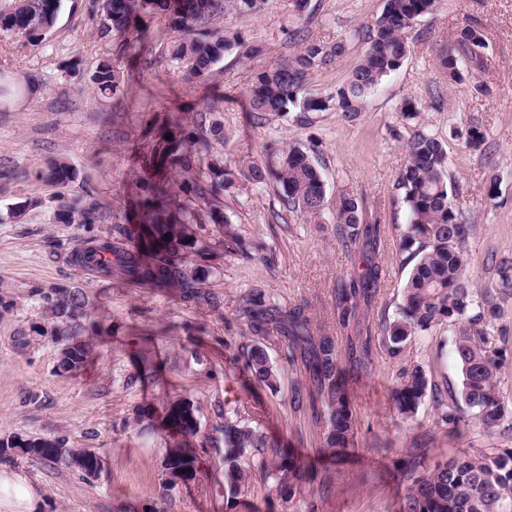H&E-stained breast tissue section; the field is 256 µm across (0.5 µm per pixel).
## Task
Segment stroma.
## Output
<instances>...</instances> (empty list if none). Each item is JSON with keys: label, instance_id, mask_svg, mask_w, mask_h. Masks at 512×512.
Returning <instances> with one entry per match:
<instances>
[{"label": "stroma", "instance_id": "35a3bbf8", "mask_svg": "<svg viewBox=\"0 0 512 512\" xmlns=\"http://www.w3.org/2000/svg\"><path fill=\"white\" fill-rule=\"evenodd\" d=\"M312 3V39L348 40L346 53L331 67L307 77L309 91L324 94L347 81L358 64L366 45L356 33L381 14L384 0ZM292 19L291 0H266L259 14H229L223 25L241 31L247 44H262V61L269 64L292 52L283 36ZM466 24L484 35L487 65L446 87L443 101L433 102L428 89L441 80L435 50L452 44ZM97 29L87 0H61L56 23L39 45L0 29V442L56 438L98 458L92 476L26 456L6 460L7 468L26 475L40 491V512H398L405 486L393 463L418 436L427 437L431 462L460 448H511L512 428L489 433L471 417L452 434L438 425L431 403L408 420L394 409L391 392L413 364L430 369L435 380L457 382L456 329L445 323L408 342L399 359L374 348L372 371L350 384L358 433L335 461L341 477L328 493L304 491L289 500L256 479L236 503H227L221 457L200 447L195 480L169 483L162 468L168 436L156 422L172 402L188 399L197 408L201 437L211 438L222 423L220 406L239 400L283 448L327 465L323 428L289 405L292 387L306 378L303 366L287 364L278 337L254 340L238 317L239 305L245 294L257 292L270 302L307 304L312 321L334 326L336 281L362 265L360 253H347L338 243L332 223L337 198L348 193L365 198L369 214L386 231L375 260L387 276L365 314L375 323L395 313L408 277L396 255L395 232L406 214L392 203L395 175L405 161L402 137L410 132L399 117L407 99L416 102L421 122L445 141L453 202L477 226L467 277L475 297L497 294L504 312L494 346L501 391L512 401V289L501 290L498 275L501 260L512 262V0H441L436 12L410 30L403 66L352 122L331 110L313 113L307 125L292 112L272 113L263 125H251L245 89L253 70L238 54L192 83L169 58L174 35L164 23H149L148 49L158 62L147 69L129 65L119 39L100 37ZM106 59L123 74L120 96L85 82ZM210 106L224 125L212 150L226 159L247 155L261 162L267 143L317 142L326 189L321 216L273 219L279 203L266 187L245 185L225 197L224 211L247 251L225 253L217 267L205 271L203 287L217 298L214 307L168 288L72 265L73 253L109 236L112 226L61 223L63 200L88 192L107 211H123L140 172L138 148L148 119L167 111L191 118ZM471 124L486 134L483 151L464 143ZM55 157L76 172L73 182L63 187L26 179V172ZM493 177L500 187L491 198L486 186ZM74 290L86 301L83 323L92 352L80 370L65 372L45 297ZM253 342L266 351L276 386L257 382L234 359L238 345ZM146 364L153 366V377L136 381Z\"/></svg>", "mask_w": 512, "mask_h": 512}]
</instances>
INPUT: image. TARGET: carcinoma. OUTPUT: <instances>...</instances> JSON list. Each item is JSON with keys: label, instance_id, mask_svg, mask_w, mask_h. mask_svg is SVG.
<instances>
[{"label": "carcinoma", "instance_id": "carcinoma-1", "mask_svg": "<svg viewBox=\"0 0 512 512\" xmlns=\"http://www.w3.org/2000/svg\"><path fill=\"white\" fill-rule=\"evenodd\" d=\"M61 0H18L8 14L0 12V28L16 30L32 43L39 42L54 26ZM266 0H89V11L99 18L102 35L141 33L145 23L156 16L177 34L168 52L186 67L187 78L205 80L224 57L244 45L241 34L220 26L226 13L256 15ZM440 0H385L382 13L367 27V47L349 79L334 91L321 95L306 91L309 72L331 66L346 52V42L323 44L311 39L307 25L313 18L311 0H292L294 21L286 39L300 46L293 55L271 65L253 67L247 89L250 120L262 125L271 112H298L297 119L310 122L313 112L337 110L348 121L365 110L368 98L383 81L398 71L410 51L407 32L418 18L431 14ZM487 44L483 34L470 25L458 29L452 46L437 51L435 67L448 83H461L473 70L485 65ZM91 82L102 93L117 95L123 76L105 60ZM404 120L415 121L405 144L406 161L396 174L393 202L407 216L399 239L401 264L411 266L393 317L381 319L377 335L364 323V307L369 305L385 270L372 260L354 277H341L333 291L336 327L347 340L325 329L313 330L307 307L268 303L256 294L243 298L241 316L249 333L268 336L279 331L285 345V359L302 361L307 383L296 387L290 404L294 412H311L315 423L325 427L324 451L336 454L351 445L357 423L352 407L350 379L368 372L373 365V343L379 341L389 357L398 358L409 339L429 332L446 322L457 327L455 358L459 371L458 391H449L452 404L443 400V391L419 364L403 373L394 390V406L404 418H412L421 404L430 400L438 422L457 432L464 412L457 400L474 411V417L489 431L512 422V409L503 401L497 378L498 357L491 345L489 329L501 317V309L490 295L474 299L466 281L469 238L475 225L468 224L453 204L454 186L448 176L447 150L442 139L416 122L419 110L412 100L401 107ZM219 131L211 113L198 112L187 122L178 112H160L151 127V140L142 148L139 166L143 172L127 194L121 217H113L87 193L63 205L59 216L64 224H97L114 220L116 232L135 239L134 249L112 258V237L97 239L73 255L75 265L92 267L101 276L119 274L136 284L149 283L174 288L188 300L213 303L202 289L201 280L184 268L191 258L204 264L222 258L224 250L245 252V245L230 231L219 239L204 231L209 224H230L223 213L224 194L241 183L270 185L288 217L312 216L325 206V185L314 146L272 144L266 159L257 163L241 157L232 164L213 154L211 138ZM171 138H165V135ZM486 136L478 126L466 129V145L479 151ZM36 181L67 184L75 171L61 159L34 170ZM336 236L346 250H376L383 240L378 221L364 216L361 200L347 194L339 197L333 214ZM52 316L69 324L65 335L69 351L63 368L80 369L90 353L83 338L80 318L84 300L80 294L60 295L52 300ZM239 355L255 379L268 386L276 382V372L266 352L250 344ZM173 444L166 449L163 465L166 476L190 480L197 472V457L188 443L200 428L196 407L188 400L169 405L163 417ZM222 438L207 439L204 448L223 449L226 501L244 492L249 479L259 477L273 483L277 491L292 498L305 486L318 483L322 493L334 477H318L305 461L286 453L259 427L251 412L239 403L224 402ZM424 444L413 442L406 458L398 461V472L406 485L400 512H503L512 499V448L486 451L457 450L447 459L429 464ZM38 460L65 462L89 472L98 467V458L86 450L68 448L57 439L14 440L8 450Z\"/></svg>", "mask_w": 512, "mask_h": 512}]
</instances>
